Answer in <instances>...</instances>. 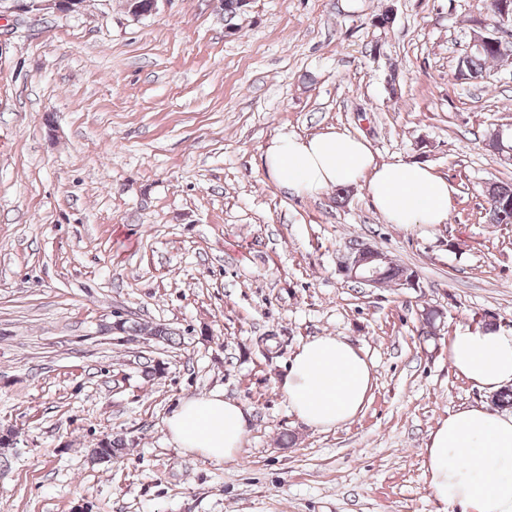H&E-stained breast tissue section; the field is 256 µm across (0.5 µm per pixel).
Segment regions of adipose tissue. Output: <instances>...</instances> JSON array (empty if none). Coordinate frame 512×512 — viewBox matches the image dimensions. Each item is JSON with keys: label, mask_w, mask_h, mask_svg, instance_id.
<instances>
[{"label": "adipose tissue", "mask_w": 512, "mask_h": 512, "mask_svg": "<svg viewBox=\"0 0 512 512\" xmlns=\"http://www.w3.org/2000/svg\"><path fill=\"white\" fill-rule=\"evenodd\" d=\"M284 190L315 196L331 186L365 183L387 223L404 227L446 223L453 190L421 163H377L367 142L329 128L312 136L281 133L262 156ZM448 362L478 389L494 393L512 384V329L459 327L448 338ZM373 365L341 336L303 342L290 360L282 393L292 413L321 431L341 427L365 408ZM248 414L240 403L212 392L181 400L165 425L181 448L216 461L239 453ZM431 493L454 512H512V412L468 406L431 431L424 450Z\"/></svg>", "instance_id": "ef3b65f1"}]
</instances>
